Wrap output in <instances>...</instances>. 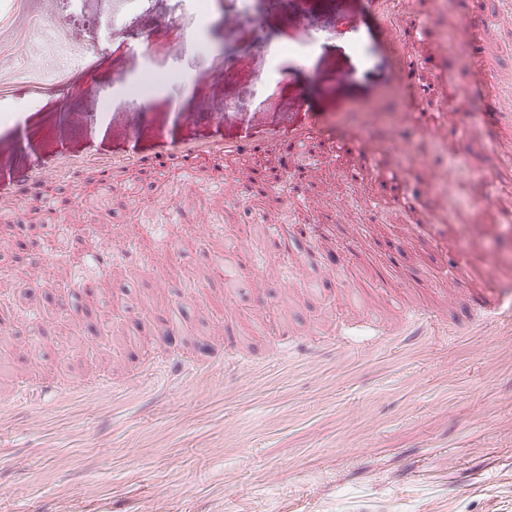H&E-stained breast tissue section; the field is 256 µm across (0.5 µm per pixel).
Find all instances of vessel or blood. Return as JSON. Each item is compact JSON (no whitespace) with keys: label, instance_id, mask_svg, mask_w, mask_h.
Returning <instances> with one entry per match:
<instances>
[{"label":"vessel or blood","instance_id":"b4317fda","mask_svg":"<svg viewBox=\"0 0 512 512\" xmlns=\"http://www.w3.org/2000/svg\"><path fill=\"white\" fill-rule=\"evenodd\" d=\"M7 2L6 9L0 10V53L12 49L30 32L33 21L42 16L44 0ZM268 9L275 14L287 13L289 37L293 40L306 37L304 23L316 11L333 15L344 41L343 61L317 87L289 89L288 104L292 111L287 124H270L263 131H247L234 139L183 141L172 145V153L185 163V178L194 177L192 162L200 156L218 155L229 161L243 154L259 157L266 153L270 141L283 140L297 157L295 171L288 179L289 194L302 199V176L309 170L304 161L308 147L322 137L325 129L336 127L343 134L337 137L329 156L337 173L370 183H384L394 190L392 198L380 197L372 202L370 212L378 221L390 209L414 213L410 170L426 171L428 189H437L436 158L421 152L418 142L440 144L450 136L459 148H466L472 128L488 118L497 129L489 139L496 164L474 178V189L466 202L476 211L495 209L501 172L512 166V68L502 63L504 47L497 29L461 9L458 0H432L429 9L417 14L406 28L396 23L397 0H268ZM445 19L452 21L458 38L437 39L436 32ZM470 35L477 38L472 45L476 52L490 64L485 84L491 92L492 112L487 117L471 112L468 95L459 92L455 73L447 65L448 58L470 46L466 41ZM413 42L432 43L431 55L412 53L409 45ZM369 52L388 62L386 71L379 73L371 87L361 81L365 55ZM45 78L44 71L34 68L1 71L0 91L18 81L37 84ZM379 92L399 96L403 105L400 120L411 122L416 128L415 138L394 143L395 161L390 165L380 162L379 147L362 137L354 122L360 106ZM422 230L432 235L435 247L447 256L446 263L438 268L442 279H468L479 274L495 276L499 265L495 254H486L478 265L464 249L447 244L439 224L423 225ZM475 294L479 311L502 314L506 303L512 302V284L504 283L502 291L496 294L484 293L480 288Z\"/></svg>","mask_w":512,"mask_h":512}]
</instances>
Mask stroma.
I'll use <instances>...</instances> for the list:
<instances>
[{
	"instance_id": "stroma-1",
	"label": "stroma",
	"mask_w": 512,
	"mask_h": 512,
	"mask_svg": "<svg viewBox=\"0 0 512 512\" xmlns=\"http://www.w3.org/2000/svg\"><path fill=\"white\" fill-rule=\"evenodd\" d=\"M234 5L207 0L200 38L179 0H145L127 22L111 0H47L46 19L88 51L92 75L75 67L62 84L0 93V184L70 155L90 161L48 191L0 193V225L15 231L0 269L22 272L0 305V512H512V323L482 318L468 285L439 281L428 242H407L401 217L367 222L383 188L325 163L293 206L287 144L232 172L196 161L191 181L167 156L183 139L240 135V115L275 90L287 59L253 69L256 43L224 28ZM309 26L317 52L294 73L305 86L335 63L338 40L328 14ZM137 30L154 33L151 66L169 75L140 98L128 91L148 66ZM448 65L473 109L488 112L481 58ZM206 104L230 120H198ZM378 109L395 116L369 126L378 147L413 137L399 98L379 96ZM65 113L81 115V133L48 137ZM131 151L148 162L112 168L121 204L88 193L95 159ZM453 152L436 148L443 180L419 202L471 225L474 260L499 251L498 274L512 279V240L496 235V215L444 208L494 156L478 143L465 159ZM336 209L346 223L309 245L336 254L338 272L316 262L302 272L263 251L276 226ZM223 251L236 269L209 278ZM106 271L112 291L92 301L84 288ZM221 323L240 328V368L226 365ZM168 331L175 341L161 345ZM85 381L97 396L50 393ZM446 452L456 468L439 465Z\"/></svg>"
}]
</instances>
